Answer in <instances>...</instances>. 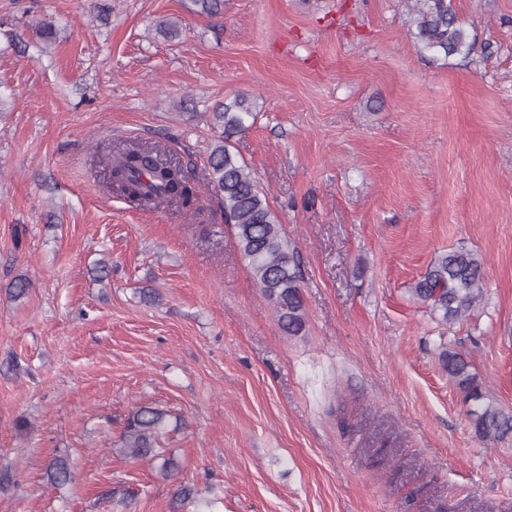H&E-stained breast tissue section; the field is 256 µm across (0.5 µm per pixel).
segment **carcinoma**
<instances>
[{"label":"carcinoma","mask_w":512,"mask_h":512,"mask_svg":"<svg viewBox=\"0 0 512 512\" xmlns=\"http://www.w3.org/2000/svg\"><path fill=\"white\" fill-rule=\"evenodd\" d=\"M414 2L415 38L422 51L446 57L471 53L473 44L448 0ZM214 118L223 135L209 156L208 190L217 200L224 223L235 229L239 249L263 296L273 306L279 328L289 337L300 336L306 318L298 251L288 241L254 173L232 150V138L248 128L254 112L248 100L241 98L224 104L214 112ZM100 164L106 188L135 207L198 210L200 191L191 173L182 164L163 159L161 149L154 144L130 140L104 152ZM483 293L484 261L477 251L464 246L439 256L413 288V296L441 313L449 324L474 310ZM442 360L464 402L470 405L475 436L494 442L512 435V409L487 399L465 357L447 349ZM166 424V412L150 406L136 408L128 416L115 452L129 461L156 463L166 477L177 474L179 464L157 448ZM200 496L194 484L177 485L172 512H179Z\"/></svg>","instance_id":"cac0c4a2"}]
</instances>
